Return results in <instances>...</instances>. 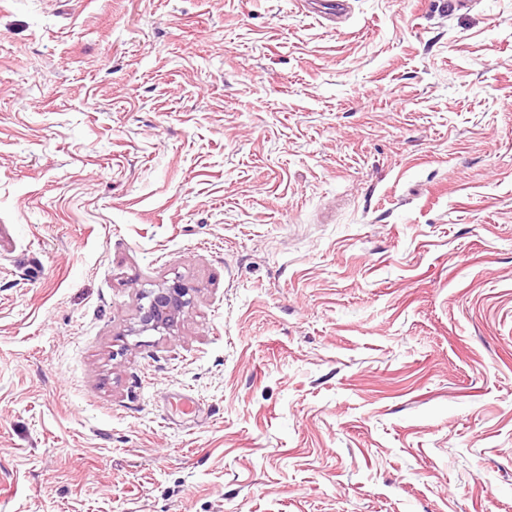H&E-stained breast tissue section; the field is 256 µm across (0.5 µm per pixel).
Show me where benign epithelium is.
<instances>
[{"mask_svg": "<svg viewBox=\"0 0 512 512\" xmlns=\"http://www.w3.org/2000/svg\"><path fill=\"white\" fill-rule=\"evenodd\" d=\"M139 297L147 303L139 306L136 321L128 329L130 335L149 331L170 332L192 304L190 289L178 280L169 285L144 289L139 292Z\"/></svg>", "mask_w": 512, "mask_h": 512, "instance_id": "1", "label": "benign epithelium"}]
</instances>
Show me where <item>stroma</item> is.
Wrapping results in <instances>:
<instances>
[{
	"instance_id": "obj_1",
	"label": "stroma",
	"mask_w": 512,
	"mask_h": 512,
	"mask_svg": "<svg viewBox=\"0 0 512 512\" xmlns=\"http://www.w3.org/2000/svg\"><path fill=\"white\" fill-rule=\"evenodd\" d=\"M0 512H512V0H0ZM139 297L140 300L147 299V303L139 306L136 321L127 330L128 335H142L149 331L170 332L192 304L190 289L179 280L158 288L141 290Z\"/></svg>"
}]
</instances>
